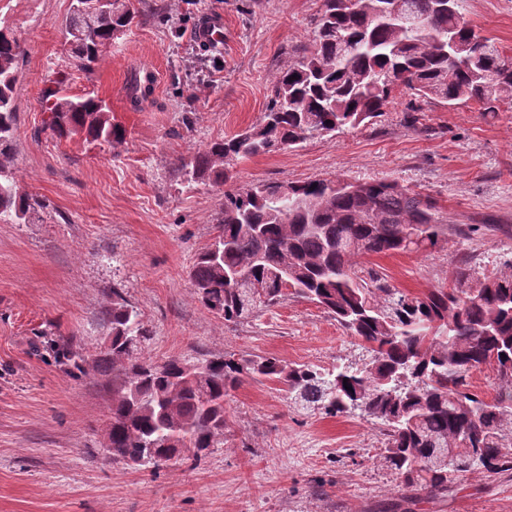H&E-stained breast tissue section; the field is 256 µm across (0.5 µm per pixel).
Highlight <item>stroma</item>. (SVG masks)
I'll use <instances>...</instances> for the list:
<instances>
[{
  "instance_id": "stroma-1",
  "label": "stroma",
  "mask_w": 512,
  "mask_h": 512,
  "mask_svg": "<svg viewBox=\"0 0 512 512\" xmlns=\"http://www.w3.org/2000/svg\"><path fill=\"white\" fill-rule=\"evenodd\" d=\"M70 3L44 0L33 23L19 6L0 9L26 50L14 175L46 206L31 223H0V512H512V471L461 475L446 497L408 503L383 459L379 426L306 408L248 377L225 399L223 444L200 461L153 470L103 457L111 378L70 376L48 345L94 359L113 289L137 308L149 332L142 352L158 361L231 352L327 371L362 365L369 354L323 308L292 297L225 326L188 277L216 234L224 189L187 187L178 166L260 121L272 76L292 48L308 44L322 0H132L142 20L68 83L70 93L109 104L127 131L115 149L44 129L40 90L65 64L60 23ZM460 11L512 55V0H460ZM208 15L224 18L215 53L193 37ZM143 63L161 79L136 104L127 74ZM413 101L397 92L374 123L240 160L232 185L394 181L436 202L448 242L358 265L411 295L448 287L460 268L474 283L503 271L512 261V104L484 112L428 100L414 129L403 120Z\"/></svg>"
}]
</instances>
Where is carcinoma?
I'll return each instance as SVG.
<instances>
[{
  "label": "carcinoma",
  "instance_id": "1",
  "mask_svg": "<svg viewBox=\"0 0 512 512\" xmlns=\"http://www.w3.org/2000/svg\"><path fill=\"white\" fill-rule=\"evenodd\" d=\"M71 0L62 23L66 69L41 90L44 128L113 148L126 139L106 102L66 92L69 71L87 72L112 40L136 23L128 0L84 11ZM21 39L0 26V222L27 224L44 205L13 176L14 100ZM296 79H291V76ZM418 99L484 111L512 100V57L481 36L448 0H324L309 44L292 50L272 80L262 120L181 161L189 184L220 186L239 159L356 128L386 114L398 90ZM448 225L428 196L394 181L314 180L224 191L217 234L189 272L197 299L237 324L288 294L331 313L371 353L361 368L322 372L275 358L215 356L196 368L173 357L156 364L129 346L146 340L140 313L112 290L103 311L109 346L92 368L112 376V417L100 446L112 459L198 461L224 440V400L242 378L287 386L308 408L330 416L356 410L381 425L384 460L413 491L445 497L453 475L512 470V273L463 287L406 294L354 258L435 248ZM57 362L86 372L83 355L55 346ZM495 358L504 387L491 400L469 389L470 374ZM350 389H345V386Z\"/></svg>",
  "mask_w": 512,
  "mask_h": 512
}]
</instances>
